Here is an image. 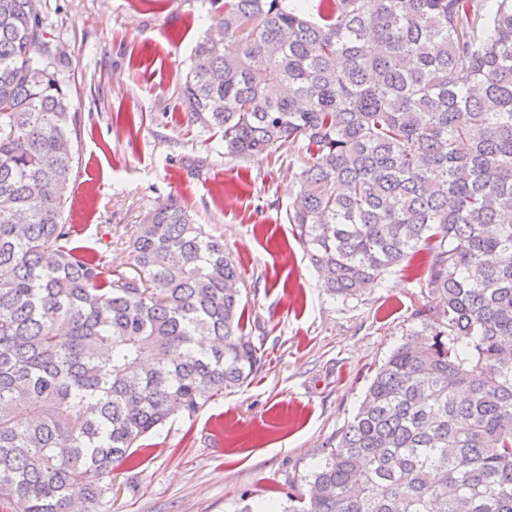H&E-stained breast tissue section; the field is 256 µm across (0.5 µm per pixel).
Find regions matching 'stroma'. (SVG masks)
Wrapping results in <instances>:
<instances>
[{"instance_id": "1", "label": "stroma", "mask_w": 512, "mask_h": 512, "mask_svg": "<svg viewBox=\"0 0 512 512\" xmlns=\"http://www.w3.org/2000/svg\"><path fill=\"white\" fill-rule=\"evenodd\" d=\"M223 7L40 0L81 120L64 220L127 272L137 224L178 198L236 260L245 333L262 356L235 392L143 439L139 467L115 465L112 512H236L301 492L414 326L425 285L416 257L358 297L331 298L288 222L309 160L302 145L230 159L220 134L188 122L192 50Z\"/></svg>"}]
</instances>
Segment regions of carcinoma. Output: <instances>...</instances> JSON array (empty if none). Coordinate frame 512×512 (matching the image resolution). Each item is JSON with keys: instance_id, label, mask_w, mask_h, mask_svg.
<instances>
[{"instance_id": "carcinoma-1", "label": "carcinoma", "mask_w": 512, "mask_h": 512, "mask_svg": "<svg viewBox=\"0 0 512 512\" xmlns=\"http://www.w3.org/2000/svg\"><path fill=\"white\" fill-rule=\"evenodd\" d=\"M37 0H0V508L112 501V466L259 368L240 273L178 199L136 275L63 222L80 119ZM187 119L244 158L301 142L288 219L354 298L426 260L417 327L281 512H512V0H224Z\"/></svg>"}]
</instances>
